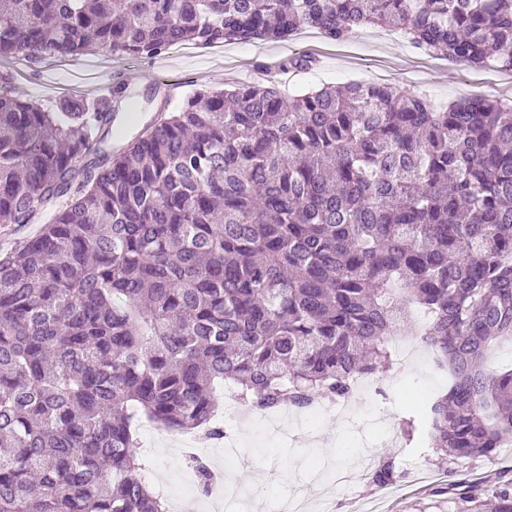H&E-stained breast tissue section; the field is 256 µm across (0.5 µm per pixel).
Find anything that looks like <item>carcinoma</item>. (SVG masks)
Returning a JSON list of instances; mask_svg holds the SVG:
<instances>
[{
	"label": "carcinoma",
	"instance_id": "cac0c4a2",
	"mask_svg": "<svg viewBox=\"0 0 512 512\" xmlns=\"http://www.w3.org/2000/svg\"><path fill=\"white\" fill-rule=\"evenodd\" d=\"M366 26L512 73V0H0V61L188 40L336 45ZM112 105L46 110L0 73V512H167L134 432L211 428L217 387L249 409L336 400L419 330L451 376L427 444L512 443V104L438 110L388 84L196 92L115 149ZM398 477L382 460L371 482ZM457 512H512L469 486Z\"/></svg>",
	"mask_w": 512,
	"mask_h": 512
}]
</instances>
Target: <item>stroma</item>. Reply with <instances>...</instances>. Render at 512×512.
<instances>
[{
  "mask_svg": "<svg viewBox=\"0 0 512 512\" xmlns=\"http://www.w3.org/2000/svg\"><path fill=\"white\" fill-rule=\"evenodd\" d=\"M303 52L313 54L312 69L285 71L288 59ZM11 66L17 93L48 109L81 77L97 75L117 84L125 71H136L140 80L131 90L136 118L124 124L130 136L158 112L175 111L191 91H229L248 82L275 80L286 90L301 92L375 75L382 83L426 96L438 109L467 96L512 100V73L425 54L403 33L385 27L362 28L341 46L307 28L283 41L186 42L151 58L100 49L48 58L33 70L18 60ZM415 378L435 390L443 387L427 349H418L405 369L375 375L374 392L350 396L346 417L329 411L301 424L288 410H279V421L292 435L288 442L266 429L262 414L245 410L226 418L225 429L242 436L241 451L235 465L217 462L211 469L224 483L249 489L243 512L281 495L302 498L311 510L329 500L331 512H370L375 504L379 512H453L464 483L491 489L512 481V447L491 460L459 459L448 466L423 440L409 439L404 422L413 411L405 387ZM178 437V432L142 422L137 433L140 462L147 472L163 476L167 491L182 493L194 512H207L201 487L184 482L187 462L175 452ZM368 456L393 457L399 476L388 488L360 477L361 462Z\"/></svg>",
  "mask_w": 512,
  "mask_h": 512,
  "instance_id": "obj_1",
  "label": "stroma"
}]
</instances>
